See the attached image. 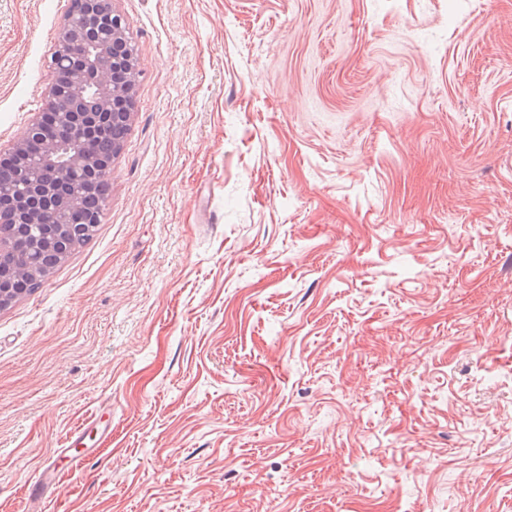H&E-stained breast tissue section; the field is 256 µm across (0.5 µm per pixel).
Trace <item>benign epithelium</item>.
<instances>
[{
  "label": "benign epithelium",
  "mask_w": 512,
  "mask_h": 512,
  "mask_svg": "<svg viewBox=\"0 0 512 512\" xmlns=\"http://www.w3.org/2000/svg\"><path fill=\"white\" fill-rule=\"evenodd\" d=\"M77 4L53 53L46 107L0 160V263L12 270L0 277V309L17 300L15 284L48 276L46 262L66 255L68 236L99 222L100 212L89 214L87 204L110 163L94 140L108 135V120L133 116L126 88L138 77L137 52H124L126 20L112 0Z\"/></svg>",
  "instance_id": "7a95c632"
}]
</instances>
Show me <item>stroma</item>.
<instances>
[{
	"label": "stroma",
	"instance_id": "obj_1",
	"mask_svg": "<svg viewBox=\"0 0 512 512\" xmlns=\"http://www.w3.org/2000/svg\"><path fill=\"white\" fill-rule=\"evenodd\" d=\"M69 6L0 0L2 155ZM112 6L133 119L0 310V512H512V0ZM87 428H75L66 434L62 443L63 448H57L53 458L45 463L31 486L28 487L29 495L38 500L43 498L52 489L60 474L69 466L77 467L86 455L97 452L96 448H77L85 446V432Z\"/></svg>",
	"mask_w": 512,
	"mask_h": 512
}]
</instances>
